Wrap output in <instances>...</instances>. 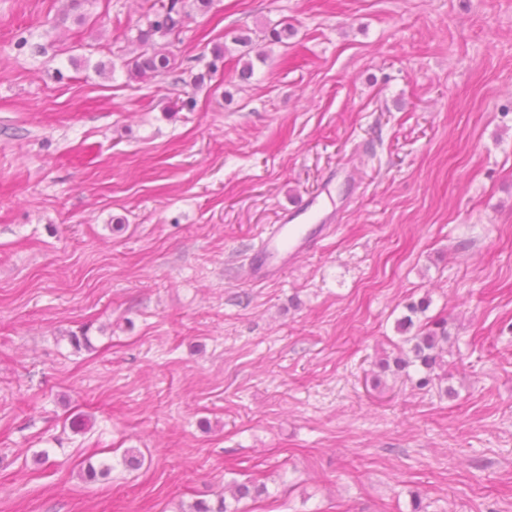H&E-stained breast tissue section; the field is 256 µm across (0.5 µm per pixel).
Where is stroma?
I'll list each match as a JSON object with an SVG mask.
<instances>
[{"mask_svg": "<svg viewBox=\"0 0 512 512\" xmlns=\"http://www.w3.org/2000/svg\"><path fill=\"white\" fill-rule=\"evenodd\" d=\"M141 13L0 0V512H512V0H218L146 82ZM424 297L421 389L376 363ZM309 202L284 210L279 224H272L254 248L250 263L257 279L278 280L293 265L294 258L314 249L333 224H298L307 215Z\"/></svg>", "mask_w": 512, "mask_h": 512, "instance_id": "35a3bbf8", "label": "stroma"}]
</instances>
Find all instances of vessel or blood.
<instances>
[{
	"instance_id": "vessel-or-blood-1",
	"label": "vessel or blood",
	"mask_w": 512,
	"mask_h": 512,
	"mask_svg": "<svg viewBox=\"0 0 512 512\" xmlns=\"http://www.w3.org/2000/svg\"><path fill=\"white\" fill-rule=\"evenodd\" d=\"M307 211L304 204L284 210L278 224L266 229L250 256L257 279L278 280L298 254L312 251L321 237L330 232L327 224L304 225Z\"/></svg>"
}]
</instances>
